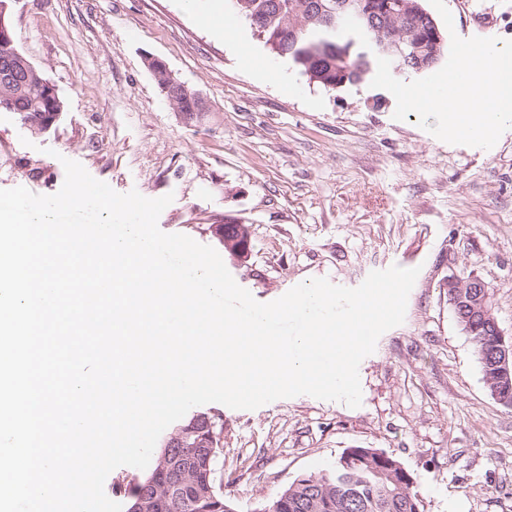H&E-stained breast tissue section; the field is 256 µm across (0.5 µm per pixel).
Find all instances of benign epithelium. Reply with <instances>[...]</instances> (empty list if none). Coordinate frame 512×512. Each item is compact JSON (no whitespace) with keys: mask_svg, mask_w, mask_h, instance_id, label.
<instances>
[{"mask_svg":"<svg viewBox=\"0 0 512 512\" xmlns=\"http://www.w3.org/2000/svg\"><path fill=\"white\" fill-rule=\"evenodd\" d=\"M7 9V2L0 0V110L27 112L23 102L11 94L10 87L16 84L35 85L41 91L48 111L39 113L34 120L27 121V125L36 133H44L52 128L61 115L57 89L51 81L42 79L36 67L17 49L11 24L5 20ZM147 64L163 72V89L173 105H179V99L187 97L193 100L195 111H206L205 98L198 92L190 93L189 88L174 77L162 60L152 57L147 59ZM224 247L239 261L250 252L251 240L248 236L238 243L226 240ZM444 287L448 288V303L454 310L464 299L465 289L479 290L478 303L468 309V314L457 318V322L463 332L469 334L472 322L480 320L501 336L498 367L502 376H511L512 338L503 336L493 314L488 285L476 276L452 275L448 277ZM212 439L213 424L208 420L204 425L192 427L179 436V444H191L190 453L186 454L182 449L175 448V443H169L163 465L148 479L145 490L137 497L130 512H163L183 500L203 503L207 495L204 484L208 479L213 455Z\"/></svg>","mask_w":512,"mask_h":512,"instance_id":"obj_1","label":"benign epithelium"}]
</instances>
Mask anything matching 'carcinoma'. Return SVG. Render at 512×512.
Masks as SVG:
<instances>
[{
	"mask_svg": "<svg viewBox=\"0 0 512 512\" xmlns=\"http://www.w3.org/2000/svg\"><path fill=\"white\" fill-rule=\"evenodd\" d=\"M421 0H235V9L277 57L291 62L309 83L326 92L357 85L376 74L377 58L391 62L395 75L428 72L445 61V39L425 11L399 3ZM404 40L403 52L381 43ZM489 389L498 386L499 337L483 325L469 335ZM205 507L179 505L171 512H224L221 481L209 479ZM274 512H420L412 477L394 456L376 448H349L336 466L296 478L271 502Z\"/></svg>",
	"mask_w": 512,
	"mask_h": 512,
	"instance_id": "cac0c4a2",
	"label": "carcinoma"
}]
</instances>
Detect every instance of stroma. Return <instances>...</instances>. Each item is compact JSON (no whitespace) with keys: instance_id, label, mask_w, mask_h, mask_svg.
<instances>
[{"instance_id":"1","label":"stroma","mask_w":512,"mask_h":512,"mask_svg":"<svg viewBox=\"0 0 512 512\" xmlns=\"http://www.w3.org/2000/svg\"><path fill=\"white\" fill-rule=\"evenodd\" d=\"M445 4L461 38L512 40V0ZM10 21L64 109L46 133L0 112V189L55 194L68 158L116 192L172 195L162 232L215 248L213 225L237 218L251 251L224 264L262 303L313 278L354 288L374 270H420L404 322L359 366V407L308 395L208 404L224 419L217 469L237 512H260L349 448L398 458L421 512H512V409L491 396L443 286L480 277L512 336V129L488 150L443 142L416 113L394 120L389 91L326 92L245 19L233 51L175 0H17ZM149 55L208 111L177 112Z\"/></svg>"}]
</instances>
